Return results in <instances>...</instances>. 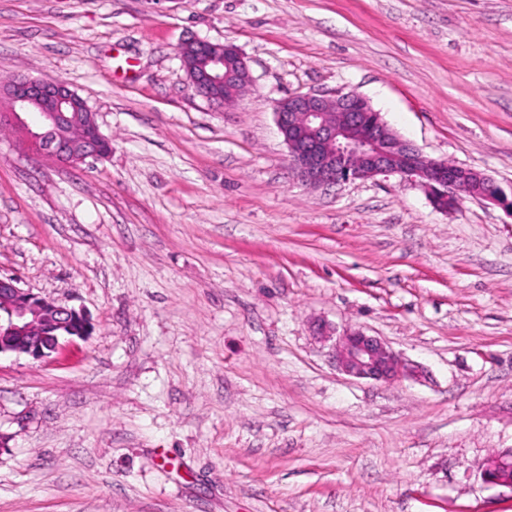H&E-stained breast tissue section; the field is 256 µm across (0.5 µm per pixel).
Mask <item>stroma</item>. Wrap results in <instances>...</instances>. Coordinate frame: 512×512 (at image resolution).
Instances as JSON below:
<instances>
[{"label": "stroma", "instance_id": "35a3bbf8", "mask_svg": "<svg viewBox=\"0 0 512 512\" xmlns=\"http://www.w3.org/2000/svg\"><path fill=\"white\" fill-rule=\"evenodd\" d=\"M253 83L195 96L182 42ZM48 75L112 151L0 130V275L83 310L0 357V512H512V211L415 180L311 189L275 103L354 90L424 155L512 188V0H0V81ZM326 322L418 375L336 370ZM485 481L512 490V452L496 454L488 462Z\"/></svg>", "mask_w": 512, "mask_h": 512}]
</instances>
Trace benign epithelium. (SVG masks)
Returning <instances> with one entry per match:
<instances>
[{"mask_svg":"<svg viewBox=\"0 0 512 512\" xmlns=\"http://www.w3.org/2000/svg\"><path fill=\"white\" fill-rule=\"evenodd\" d=\"M180 57L194 94L208 101L229 105L252 81L241 50L231 43L189 41L180 48ZM0 98L8 105L0 113V125L16 127L25 144L59 165L103 158L111 151L95 113L63 81L25 76L1 87ZM23 113L36 116V127L21 118ZM274 114L290 169L310 188L399 173L418 180L434 208L445 213L457 207L464 190L512 209V200L495 179L425 156L354 91L290 95L276 102ZM471 184L478 185V192L467 190ZM17 283L14 277H0V354L43 359L72 337L65 327L89 322L84 313L25 292ZM334 360L342 373L356 379L394 383L417 374L380 338L361 331L338 338ZM484 477L512 490V452L491 457Z\"/></svg>","mask_w":512,"mask_h":512,"instance_id":"1","label":"benign epithelium"}]
</instances>
